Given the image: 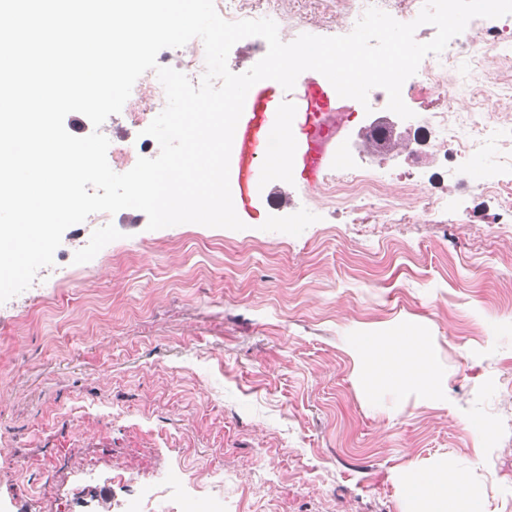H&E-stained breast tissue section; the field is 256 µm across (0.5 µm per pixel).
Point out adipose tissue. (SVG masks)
I'll return each instance as SVG.
<instances>
[{
	"label": "adipose tissue",
	"mask_w": 512,
	"mask_h": 512,
	"mask_svg": "<svg viewBox=\"0 0 512 512\" xmlns=\"http://www.w3.org/2000/svg\"><path fill=\"white\" fill-rule=\"evenodd\" d=\"M356 350L365 363L364 381L370 390L408 381L429 391L438 385L423 337L368 333L358 338ZM402 496L405 512H487L484 497L472 488L466 473L444 458L426 467H410Z\"/></svg>",
	"instance_id": "1"
}]
</instances>
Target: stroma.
Segmentation results:
<instances>
[{"mask_svg":"<svg viewBox=\"0 0 512 512\" xmlns=\"http://www.w3.org/2000/svg\"><path fill=\"white\" fill-rule=\"evenodd\" d=\"M257 10L286 43L349 23L331 0ZM502 53L462 58L454 100L405 97L409 145L373 165L391 213L321 206L298 153L260 191L255 167L281 128L304 141L306 115L259 82L230 157L245 230H151L135 209L69 227L0 304V512H194L198 491L215 512H402L401 472L440 457L512 512V210L465 192L422 130L429 112L496 113L507 134L468 164L511 182ZM396 328L425 337L436 395L362 387L355 337Z\"/></svg>","mask_w":512,"mask_h":512,"instance_id":"1","label":"stroma"}]
</instances>
